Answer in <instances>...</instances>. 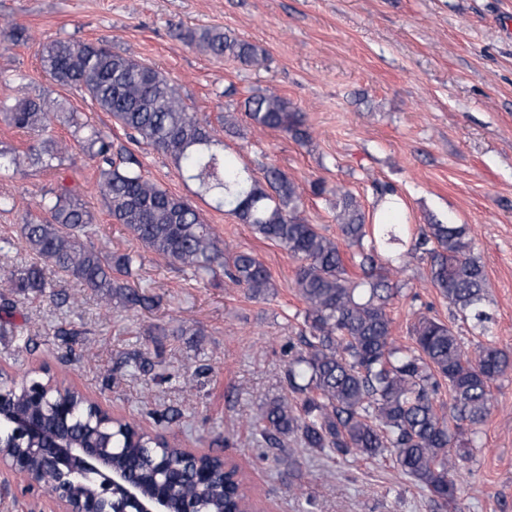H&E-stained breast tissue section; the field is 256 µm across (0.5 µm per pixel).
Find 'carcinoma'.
Wrapping results in <instances>:
<instances>
[{
    "label": "carcinoma",
    "mask_w": 512,
    "mask_h": 512,
    "mask_svg": "<svg viewBox=\"0 0 512 512\" xmlns=\"http://www.w3.org/2000/svg\"><path fill=\"white\" fill-rule=\"evenodd\" d=\"M178 37L244 64L266 61L263 48L218 28ZM41 66L58 84L95 101L128 131L130 141L171 157L214 209L228 210L297 260L294 283L305 304L303 328L288 343V397L263 404L254 419L265 447L279 450L288 437L307 452L343 460L389 457L428 494L437 512H456L478 426L490 414L494 383L512 370V356L488 343L468 349L453 326L427 315L412 326L413 345H397L388 310L394 296L389 276L404 271L403 255L394 258V266L380 263V256L411 239V250L430 260L432 287L462 319L483 326L490 321L484 309L487 280L467 227L429 224L414 237L409 224H368L356 197L338 188L336 224L353 249L347 263L336 240L299 217L298 186L276 167L266 168L261 181L230 159L219 131L190 112L179 88L159 71L106 44L71 40L47 45ZM59 108L48 96L0 100V118L39 135L25 157L45 169L62 165L67 152L47 135L53 121L61 117L77 130L84 127L77 113L61 114ZM244 110L255 128L307 138L302 113L275 93L249 96ZM80 146L97 165V189L111 216L135 241L198 280L221 272L254 298L269 293L272 284L263 263L245 251L224 256L199 210L146 178L127 147L99 132ZM18 167L15 150L0 148V173ZM38 208L40 215L24 217L21 226L32 261L11 287L44 292L53 287L45 273L51 267L91 288L106 307H150L153 298L125 280L140 254L110 255L82 242L94 218L71 190L62 186L43 194ZM350 265L362 276L350 272ZM444 383L451 395L448 405L440 400ZM4 393L16 413L38 417L47 435L63 431L80 445L92 436L98 447L116 451L113 465L130 468L146 495L160 479L154 458L165 451L181 463L185 476L178 491L196 512H238L250 499L241 477L200 487L187 476L197 467H223L224 457L185 451L164 434L145 432L131 421L103 424L108 414L75 389L66 387L60 395L73 408L66 420L32 400L23 381L4 382ZM0 446L22 455L31 443L6 428Z\"/></svg>",
    "instance_id": "cac0c4a2"
}]
</instances>
